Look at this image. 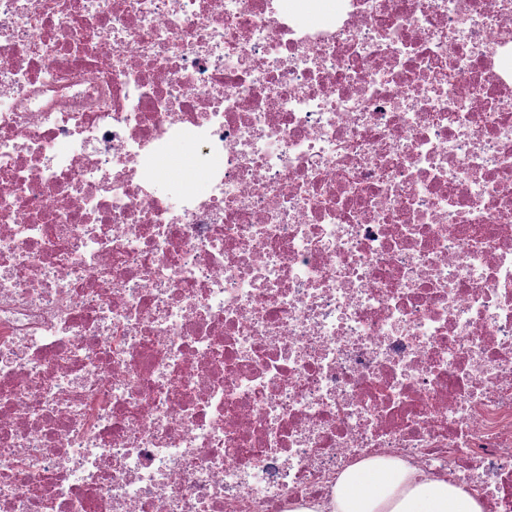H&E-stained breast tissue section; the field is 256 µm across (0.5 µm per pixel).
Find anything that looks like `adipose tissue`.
Here are the masks:
<instances>
[{
    "mask_svg": "<svg viewBox=\"0 0 512 512\" xmlns=\"http://www.w3.org/2000/svg\"><path fill=\"white\" fill-rule=\"evenodd\" d=\"M328 512H483L481 503L443 478H428L404 462L376 458L338 477Z\"/></svg>",
    "mask_w": 512,
    "mask_h": 512,
    "instance_id": "adipose-tissue-1",
    "label": "adipose tissue"
}]
</instances>
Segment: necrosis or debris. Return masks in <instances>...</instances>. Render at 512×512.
<instances>
[{
    "mask_svg": "<svg viewBox=\"0 0 512 512\" xmlns=\"http://www.w3.org/2000/svg\"><path fill=\"white\" fill-rule=\"evenodd\" d=\"M374 457L512 512V0H0V512Z\"/></svg>",
    "mask_w": 512,
    "mask_h": 512,
    "instance_id": "4bbe7bcc",
    "label": "necrosis or debris"
}]
</instances>
